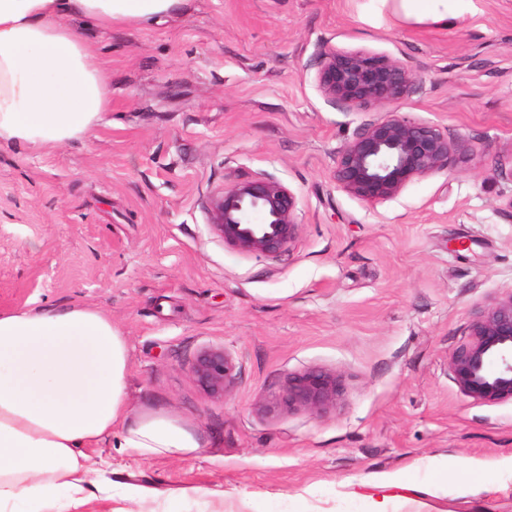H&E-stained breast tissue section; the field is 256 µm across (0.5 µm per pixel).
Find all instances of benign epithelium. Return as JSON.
<instances>
[{"label":"benign epithelium","instance_id":"obj_1","mask_svg":"<svg viewBox=\"0 0 512 512\" xmlns=\"http://www.w3.org/2000/svg\"><path fill=\"white\" fill-rule=\"evenodd\" d=\"M316 82L328 101L360 112L398 102L415 89L416 78L399 60L367 50L319 46ZM465 141L437 126L388 115L363 123L336 155L334 178L347 194L366 203L397 197L411 182L448 168ZM297 197L280 182H238L210 202L211 228L224 245L241 254L275 257L297 235ZM459 391L485 404L512 402V291L473 322L470 341L448 357ZM190 372L206 393L223 397L235 380V365L221 347L197 353ZM336 397V380L321 370L288 378L267 411L283 407L319 411Z\"/></svg>","mask_w":512,"mask_h":512}]
</instances>
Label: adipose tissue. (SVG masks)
Here are the masks:
<instances>
[{
    "instance_id": "obj_1",
    "label": "adipose tissue",
    "mask_w": 512,
    "mask_h": 512,
    "mask_svg": "<svg viewBox=\"0 0 512 512\" xmlns=\"http://www.w3.org/2000/svg\"><path fill=\"white\" fill-rule=\"evenodd\" d=\"M189 0H0V146L48 152L89 138L110 111V73L68 23L152 24ZM451 0H381L402 20L447 26ZM126 336L103 310L0 311V512L81 507L105 470L90 449L112 444L181 459L204 442L172 415L128 401ZM448 463L424 485L399 470L370 480L366 512H396L402 492L443 497Z\"/></svg>"
}]
</instances>
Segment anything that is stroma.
Here are the masks:
<instances>
[{"label":"stroma","instance_id":"35a3bbf8","mask_svg":"<svg viewBox=\"0 0 512 512\" xmlns=\"http://www.w3.org/2000/svg\"><path fill=\"white\" fill-rule=\"evenodd\" d=\"M447 27L377 0H190L140 26L71 24L107 64L94 137L49 153L0 149V311L71 302L107 312L129 347L128 397L197 428L198 456L94 448L139 512H365V476L432 456H512V402L462 395L448 356L512 291V0H458ZM400 60L418 79L393 105L350 112L321 94L320 43ZM396 114L465 140L447 169L375 204L338 188L336 153ZM269 178L297 197L279 257L225 247L209 201ZM464 250H455V243ZM221 347L236 380L205 393L190 365ZM336 380L321 412H265L288 377Z\"/></svg>","mask_w":512,"mask_h":512}]
</instances>
